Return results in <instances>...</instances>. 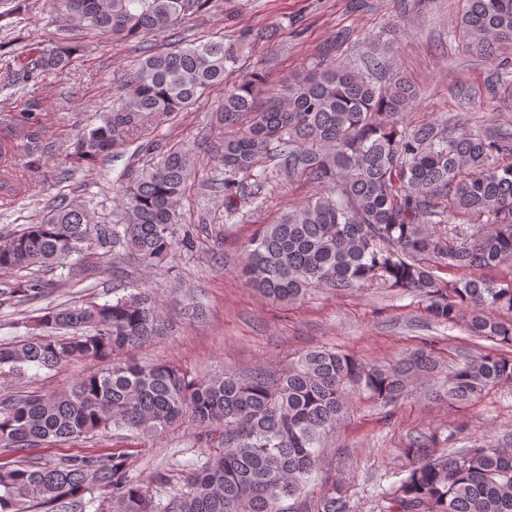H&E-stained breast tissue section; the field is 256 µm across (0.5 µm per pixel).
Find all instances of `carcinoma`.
<instances>
[{
    "label": "carcinoma",
    "instance_id": "1",
    "mask_svg": "<svg viewBox=\"0 0 512 512\" xmlns=\"http://www.w3.org/2000/svg\"><path fill=\"white\" fill-rule=\"evenodd\" d=\"M70 30L119 38L173 32L209 0H53ZM460 29L469 50L494 57L512 43V0H466ZM80 42L49 38L17 56L26 77L61 69ZM236 42L210 40L150 52L122 80L112 109L76 139L72 158L92 167L149 122L173 116L224 87V205L258 199L268 180L264 163L303 176L324 192L267 224L244 250L247 283L274 303L301 301L313 288L355 291L382 283L428 301L429 313L469 335L512 346V280L442 281L434 267L494 269L512 264V129L480 134L446 121L404 122L418 97L403 76L382 83L323 55L320 66L267 96L255 72L233 85L224 75L238 62ZM31 114L0 115V152L13 148V129ZM244 174L252 184L239 180ZM191 178L188 155L170 150L116 189L115 224H96L60 196L46 217L0 238V269L68 270L94 248L119 246L148 270L165 267L180 248L179 207ZM37 280L12 295L39 293ZM31 336L0 345V374L85 362L92 370L66 387L0 400V448L23 453L85 442L113 429L155 440L192 421L205 448L187 464L183 485L155 476L148 495L128 452L66 456L51 466L27 460L0 465V512H292L318 470L322 438L346 416L352 397L385 404L403 399L413 381L437 363L418 348L388 366L335 350L313 348L283 369L258 367L198 377L175 364H140L127 353L171 331L159 303L137 290L103 304L53 306L30 321ZM512 382V356H464L448 372L442 396L468 404ZM435 435L413 439L410 465L386 493L388 512H512V450L477 444L448 455L433 451ZM102 491L101 500L86 498ZM314 512H349L331 483Z\"/></svg>",
    "mask_w": 512,
    "mask_h": 512
}]
</instances>
